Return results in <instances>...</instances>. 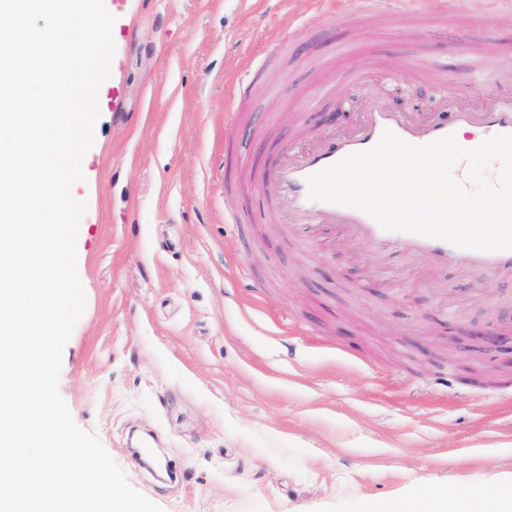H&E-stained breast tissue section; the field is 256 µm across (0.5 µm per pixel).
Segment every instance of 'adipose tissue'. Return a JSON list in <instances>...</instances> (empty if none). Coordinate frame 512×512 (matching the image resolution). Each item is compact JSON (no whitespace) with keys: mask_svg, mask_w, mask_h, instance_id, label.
<instances>
[{"mask_svg":"<svg viewBox=\"0 0 512 512\" xmlns=\"http://www.w3.org/2000/svg\"><path fill=\"white\" fill-rule=\"evenodd\" d=\"M415 507L430 503L431 512H512V493L471 487L456 494L441 489L419 488L413 492Z\"/></svg>","mask_w":512,"mask_h":512,"instance_id":"obj_1","label":"adipose tissue"}]
</instances>
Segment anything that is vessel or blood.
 <instances>
[{
    "label": "vessel or blood",
    "mask_w": 512,
    "mask_h": 512,
    "mask_svg": "<svg viewBox=\"0 0 512 512\" xmlns=\"http://www.w3.org/2000/svg\"><path fill=\"white\" fill-rule=\"evenodd\" d=\"M463 129L475 130L484 140L498 134H512V96L495 97L490 103L482 104L446 85L441 89L435 116L421 123L385 103H376L358 119L353 132H327L314 147L300 144L269 159L258 177L265 198L264 216L287 224L293 234L304 226L325 233L340 227L348 239L364 241L374 252L385 255L415 252L435 265L452 264L463 274L488 276L512 288V250L459 248L440 239L386 231L358 209L308 197L307 177L351 153L372 148L384 131H392L408 143L423 145Z\"/></svg>",
    "instance_id": "1"
}]
</instances>
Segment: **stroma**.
Segmentation results:
<instances>
[{
  "instance_id": "obj_1",
  "label": "stroma",
  "mask_w": 512,
  "mask_h": 512,
  "mask_svg": "<svg viewBox=\"0 0 512 512\" xmlns=\"http://www.w3.org/2000/svg\"><path fill=\"white\" fill-rule=\"evenodd\" d=\"M98 92L77 269L86 309L59 391L164 512H367L416 486L512 475V299L486 279L402 278L353 243L324 251L261 220L275 146L351 129L370 98L424 116L477 66L512 92V11L340 0H129ZM302 22L281 48L289 23ZM256 79L226 116L228 87ZM120 80L122 97L112 98ZM236 212L255 222L232 224ZM153 435L173 478L130 451Z\"/></svg>"
}]
</instances>
